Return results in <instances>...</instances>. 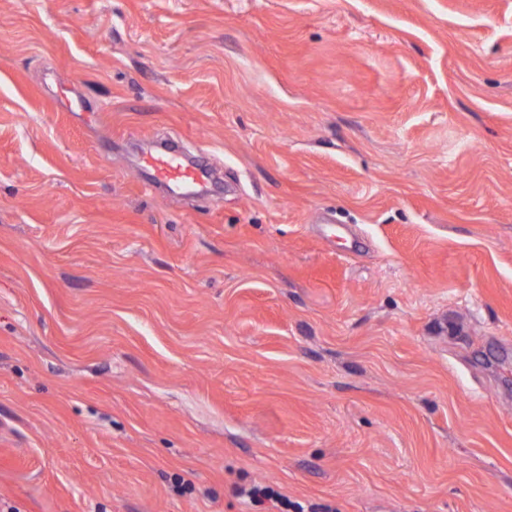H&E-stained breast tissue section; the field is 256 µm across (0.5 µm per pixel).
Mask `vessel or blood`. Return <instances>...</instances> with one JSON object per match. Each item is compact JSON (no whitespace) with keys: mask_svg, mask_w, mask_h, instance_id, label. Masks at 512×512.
<instances>
[{"mask_svg":"<svg viewBox=\"0 0 512 512\" xmlns=\"http://www.w3.org/2000/svg\"><path fill=\"white\" fill-rule=\"evenodd\" d=\"M141 164L151 174L150 185L164 186L175 195L205 192L213 179L208 164L186 161L175 148L167 144L155 146L146 152L141 158Z\"/></svg>","mask_w":512,"mask_h":512,"instance_id":"obj_1","label":"vessel or blood"}]
</instances>
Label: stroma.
Wrapping results in <instances>:
<instances>
[{
  "label": "stroma",
  "mask_w": 512,
  "mask_h": 512,
  "mask_svg": "<svg viewBox=\"0 0 512 512\" xmlns=\"http://www.w3.org/2000/svg\"><path fill=\"white\" fill-rule=\"evenodd\" d=\"M254 482L512 512V0H0V504ZM141 165L151 174L149 189L162 185L174 195L207 192L213 179L207 163L200 160L187 162L168 144H160L146 152L141 158Z\"/></svg>",
  "instance_id": "obj_1"
}]
</instances>
